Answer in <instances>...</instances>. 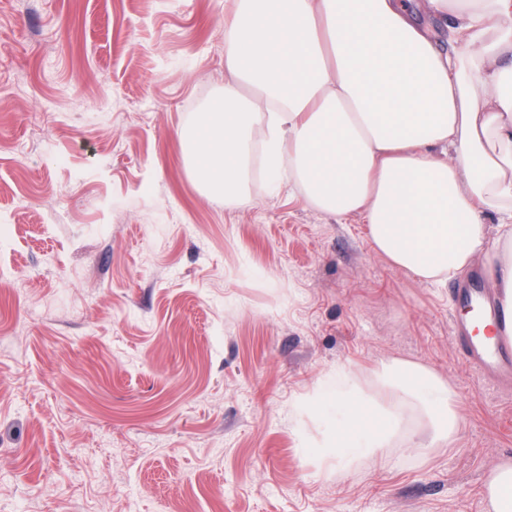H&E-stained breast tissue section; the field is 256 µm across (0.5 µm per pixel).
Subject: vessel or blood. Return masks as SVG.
Instances as JSON below:
<instances>
[{
    "instance_id": "b4317fda",
    "label": "vessel or blood",
    "mask_w": 512,
    "mask_h": 512,
    "mask_svg": "<svg viewBox=\"0 0 512 512\" xmlns=\"http://www.w3.org/2000/svg\"><path fill=\"white\" fill-rule=\"evenodd\" d=\"M458 300L480 302L495 329L492 340L479 341L466 321L452 324L453 340L465 361L479 377L503 394L512 393V315L502 308L496 293L485 288L480 278H471L456 288Z\"/></svg>"
}]
</instances>
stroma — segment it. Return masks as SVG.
Segmentation results:
<instances>
[{
  "label": "stroma",
  "instance_id": "obj_1",
  "mask_svg": "<svg viewBox=\"0 0 512 512\" xmlns=\"http://www.w3.org/2000/svg\"><path fill=\"white\" fill-rule=\"evenodd\" d=\"M233 0H0V493L37 512H488L512 396L451 337V284L377 254L362 216L198 185L181 136L224 95ZM430 368L460 421L406 411L350 469L300 411L351 372Z\"/></svg>",
  "mask_w": 512,
  "mask_h": 512
}]
</instances>
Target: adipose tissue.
<instances>
[{"mask_svg":"<svg viewBox=\"0 0 512 512\" xmlns=\"http://www.w3.org/2000/svg\"><path fill=\"white\" fill-rule=\"evenodd\" d=\"M235 3L224 102L188 140L198 179L239 202L262 154L270 184L284 176L325 214H361L392 265L440 284L482 261L512 309V0ZM412 405L434 441L451 440L452 391L416 363L392 365L369 396L337 373L302 408L324 413L320 452L349 468Z\"/></svg>","mask_w":512,"mask_h":512,"instance_id":"obj_1","label":"adipose tissue"}]
</instances>
